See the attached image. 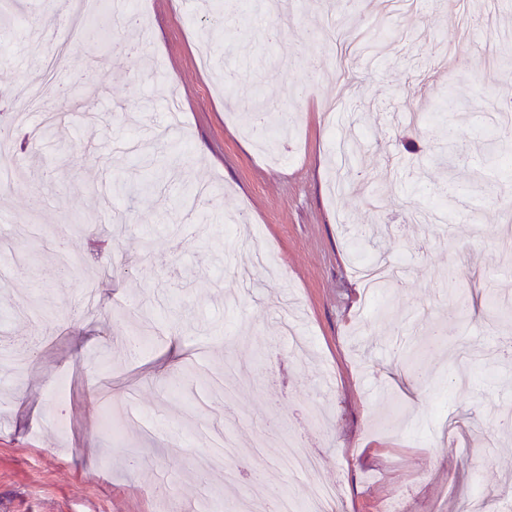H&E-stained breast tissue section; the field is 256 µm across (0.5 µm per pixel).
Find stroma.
Here are the masks:
<instances>
[{
	"label": "stroma",
	"mask_w": 512,
	"mask_h": 512,
	"mask_svg": "<svg viewBox=\"0 0 512 512\" xmlns=\"http://www.w3.org/2000/svg\"><path fill=\"white\" fill-rule=\"evenodd\" d=\"M470 6L484 18L469 29L448 0L392 16L379 53L349 59L334 112L338 55L318 35L362 24L373 0H288L276 41L259 0H131L148 17L140 51L112 50L76 86L59 135L33 144L38 111L14 125L0 96L20 172L0 180V345L26 364L0 369V512H230L320 482L340 512H461L474 498L512 512V437L492 430L512 407V361L489 355L512 349L497 314L512 309V161L476 148L487 101L512 100V72L483 65L512 0ZM60 18L56 0H12L0 89L41 80L32 43ZM449 84L467 102L444 119L458 133L450 172L431 161L448 142L429 119ZM255 89L280 126L250 136L237 96ZM147 136L150 168L124 151ZM340 141L368 143L366 178ZM242 207L248 219L228 223ZM56 240L76 274L57 266ZM357 257L403 268L401 285L367 298ZM456 287L477 303L470 317L453 311ZM144 307L159 333L135 355ZM416 345L411 375L399 353ZM451 412L458 441L432 443ZM218 435L240 448L231 484L194 465ZM288 436L317 455L315 474L279 469Z\"/></svg>",
	"instance_id": "1"
}]
</instances>
